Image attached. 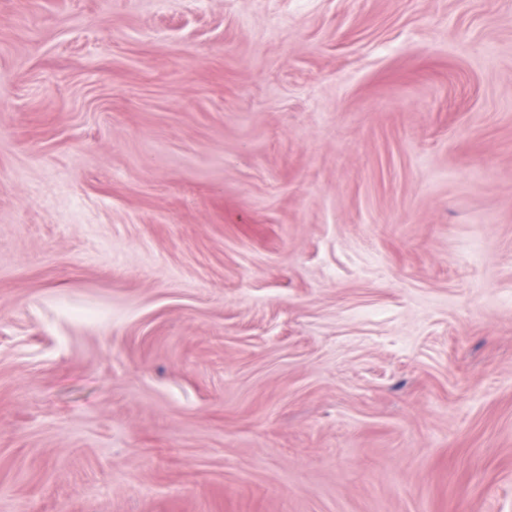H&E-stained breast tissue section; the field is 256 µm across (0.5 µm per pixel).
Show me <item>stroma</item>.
<instances>
[{
	"mask_svg": "<svg viewBox=\"0 0 512 512\" xmlns=\"http://www.w3.org/2000/svg\"><path fill=\"white\" fill-rule=\"evenodd\" d=\"M0 512H512V0H0Z\"/></svg>",
	"mask_w": 512,
	"mask_h": 512,
	"instance_id": "1",
	"label": "stroma"
}]
</instances>
